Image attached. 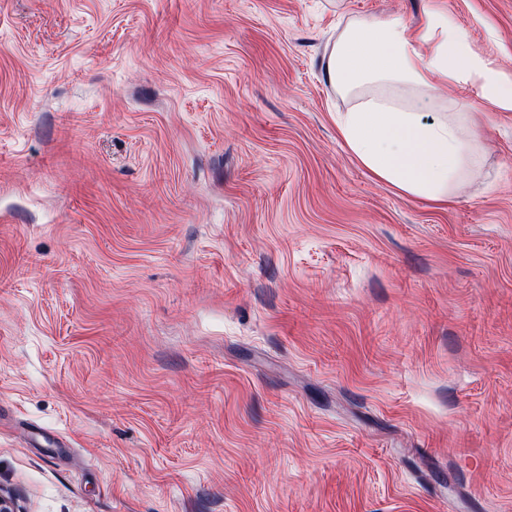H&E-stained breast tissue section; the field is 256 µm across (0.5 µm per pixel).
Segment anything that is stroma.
<instances>
[{"mask_svg": "<svg viewBox=\"0 0 512 512\" xmlns=\"http://www.w3.org/2000/svg\"><path fill=\"white\" fill-rule=\"evenodd\" d=\"M512 0H0V494L16 512H512V112L448 204L336 127L347 17Z\"/></svg>", "mask_w": 512, "mask_h": 512, "instance_id": "obj_1", "label": "stroma"}]
</instances>
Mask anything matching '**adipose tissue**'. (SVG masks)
Returning <instances> with one entry per match:
<instances>
[{
    "instance_id": "ef3b65f1",
    "label": "adipose tissue",
    "mask_w": 512,
    "mask_h": 512,
    "mask_svg": "<svg viewBox=\"0 0 512 512\" xmlns=\"http://www.w3.org/2000/svg\"><path fill=\"white\" fill-rule=\"evenodd\" d=\"M325 72L352 102L337 113L336 125L357 160L400 194L436 203H448L453 187L475 171L479 143L466 113L426 116L405 92L429 100L441 83L476 81L498 109L512 111V79L475 57L443 13L417 29L399 17L348 20Z\"/></svg>"
}]
</instances>
